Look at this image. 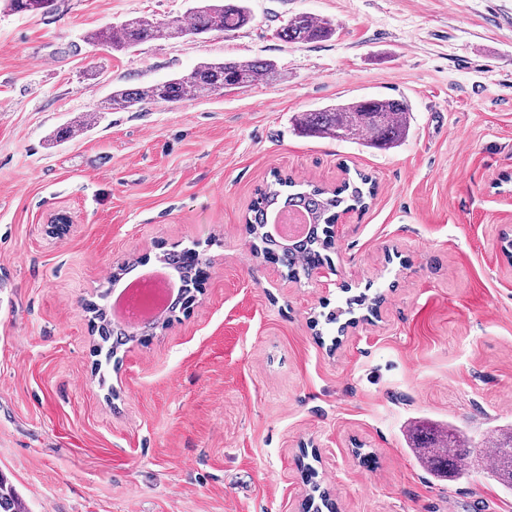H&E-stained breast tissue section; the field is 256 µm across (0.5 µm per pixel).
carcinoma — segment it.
Returning a JSON list of instances; mask_svg holds the SVG:
<instances>
[{"label":"carcinoma","mask_w":512,"mask_h":512,"mask_svg":"<svg viewBox=\"0 0 512 512\" xmlns=\"http://www.w3.org/2000/svg\"><path fill=\"white\" fill-rule=\"evenodd\" d=\"M11 10L49 14L57 0H8ZM188 20L172 19L157 22L143 16L119 23H110L92 31L88 40L95 45L117 51L132 50L146 42L162 38L176 39L202 35L212 31H234L248 25L252 16L246 0H196ZM336 34V25L328 19L309 13L292 16L279 32L288 43L303 46L323 42ZM283 78L276 65L267 60L227 58L203 61L189 74L168 81L138 88L112 91L107 109L124 110L142 103H176L189 95L207 98L227 89L244 88L258 81ZM411 109L403 98L370 97L339 101L322 109L303 112L295 118L294 130L304 137L332 139L360 144L366 148L388 150L399 146L409 134ZM374 194L369 177L358 173L341 186L328 190L315 185L302 187L290 178L275 176L274 183L262 189L246 218L253 250L257 254L281 252L288 274L296 277L323 259V252L332 248L330 227L339 213L366 207ZM302 210L311 217L307 233L286 245L276 236L264 234V225L274 211ZM186 251L163 255V263L191 280ZM98 328L103 339L114 338L111 349L128 339L127 331L112 327L104 319L103 308L95 309ZM491 451L494 465L488 475L504 490L512 492V426L493 433ZM410 452L417 461L438 478H460L469 467V460L483 453L476 450L469 436L453 423L421 425L412 434ZM0 512H27L26 503L17 488L0 474Z\"/></svg>","instance_id":"obj_1"}]
</instances>
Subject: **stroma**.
I'll list each match as a JSON object with an SVG mask.
<instances>
[{
    "label": "stroma",
    "instance_id": "35a3bbf8",
    "mask_svg": "<svg viewBox=\"0 0 512 512\" xmlns=\"http://www.w3.org/2000/svg\"><path fill=\"white\" fill-rule=\"evenodd\" d=\"M192 5L57 0L41 15L0 0V473L29 512H302L316 486L337 512H512L484 466L435 480L408 440L420 420L477 445L512 425V0H248L233 32L128 52L88 40ZM302 12L335 36L280 39ZM227 57L283 78L103 109L114 88ZM371 96L411 105L399 147L293 130ZM276 171L373 179L334 227V283L252 254L244 221ZM187 248L204 257L194 302L105 356L90 307L113 264ZM363 294L382 295L379 316L327 324Z\"/></svg>",
    "mask_w": 512,
    "mask_h": 512
}]
</instances>
